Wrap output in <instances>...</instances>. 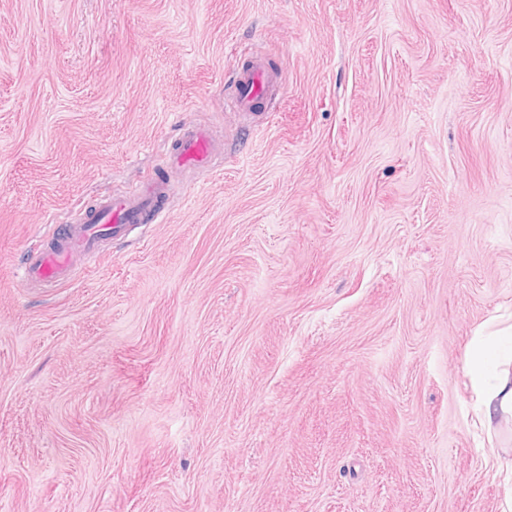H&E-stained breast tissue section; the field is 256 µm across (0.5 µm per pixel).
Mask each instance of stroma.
<instances>
[{
    "label": "stroma",
    "mask_w": 512,
    "mask_h": 512,
    "mask_svg": "<svg viewBox=\"0 0 512 512\" xmlns=\"http://www.w3.org/2000/svg\"><path fill=\"white\" fill-rule=\"evenodd\" d=\"M511 323L512 0H0V512H503L463 355ZM278 83V77L271 72L264 61L256 56L247 68L237 72L236 94L228 98V106L235 112H250L257 101L262 100L270 87ZM211 163L210 135L206 130L185 124L177 147L167 159L168 168L204 170ZM166 194L167 183L158 178L145 188L103 198L96 212L83 224L68 226L54 247L30 251L24 263L27 279L45 286L59 284L73 267L76 253L93 251L105 235L121 236L128 224L156 221L162 213L159 203Z\"/></svg>",
    "instance_id": "stroma-1"
}]
</instances>
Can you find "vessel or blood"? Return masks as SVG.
<instances>
[{
	"label": "vessel or blood",
	"instance_id": "1",
	"mask_svg": "<svg viewBox=\"0 0 512 512\" xmlns=\"http://www.w3.org/2000/svg\"><path fill=\"white\" fill-rule=\"evenodd\" d=\"M277 81V75L261 58H253L248 67L237 73V91L229 97V107L236 112L251 111ZM210 163L209 133L195 126H183L176 148L166 159L167 166L203 170ZM166 194L167 183L159 178L147 187L103 198L96 212L83 223L68 226L54 247L30 251L24 264L28 280L45 286L59 284L68 276L76 253L93 251L103 236H121L127 225L157 220L160 202Z\"/></svg>",
	"mask_w": 512,
	"mask_h": 512
}]
</instances>
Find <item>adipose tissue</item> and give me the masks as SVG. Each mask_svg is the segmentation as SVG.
Here are the masks:
<instances>
[{"mask_svg":"<svg viewBox=\"0 0 512 512\" xmlns=\"http://www.w3.org/2000/svg\"><path fill=\"white\" fill-rule=\"evenodd\" d=\"M512 346V326L494 330L467 347L464 370L480 391L476 406L479 421L489 430L512 418V372L503 351Z\"/></svg>","mask_w":512,"mask_h":512,"instance_id":"ef3b65f1","label":"adipose tissue"}]
</instances>
